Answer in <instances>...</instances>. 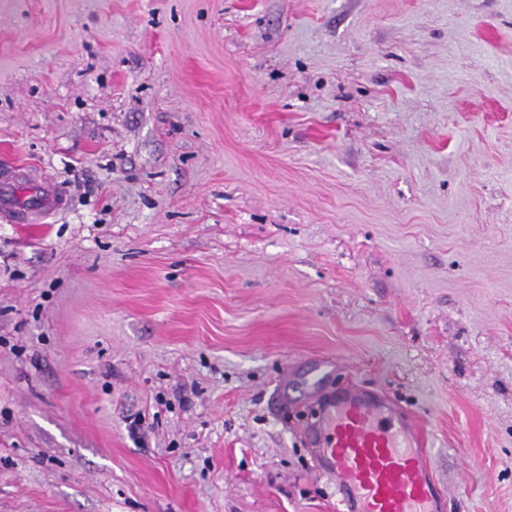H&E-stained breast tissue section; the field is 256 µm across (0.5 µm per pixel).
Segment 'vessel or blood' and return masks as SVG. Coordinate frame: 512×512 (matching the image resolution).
Listing matches in <instances>:
<instances>
[{
	"label": "vessel or blood",
	"instance_id": "b4317fda",
	"mask_svg": "<svg viewBox=\"0 0 512 512\" xmlns=\"http://www.w3.org/2000/svg\"><path fill=\"white\" fill-rule=\"evenodd\" d=\"M23 175L18 168L0 177V207L20 224L29 218L14 194ZM29 195L40 211L61 205L58 193L39 183ZM310 440L336 485L340 512H444L446 495L433 478L421 433L383 397L354 387L329 395Z\"/></svg>",
	"mask_w": 512,
	"mask_h": 512
}]
</instances>
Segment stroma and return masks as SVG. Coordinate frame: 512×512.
I'll return each mask as SVG.
<instances>
[{
  "label": "stroma",
  "mask_w": 512,
  "mask_h": 512,
  "mask_svg": "<svg viewBox=\"0 0 512 512\" xmlns=\"http://www.w3.org/2000/svg\"><path fill=\"white\" fill-rule=\"evenodd\" d=\"M16 165L0 512H336L315 362L512 512V0H0ZM32 189L29 191L30 199L34 203L31 211L40 210L47 213L55 211L61 206L59 194L48 190L41 183H31Z\"/></svg>",
  "instance_id": "35a3bbf8"
}]
</instances>
